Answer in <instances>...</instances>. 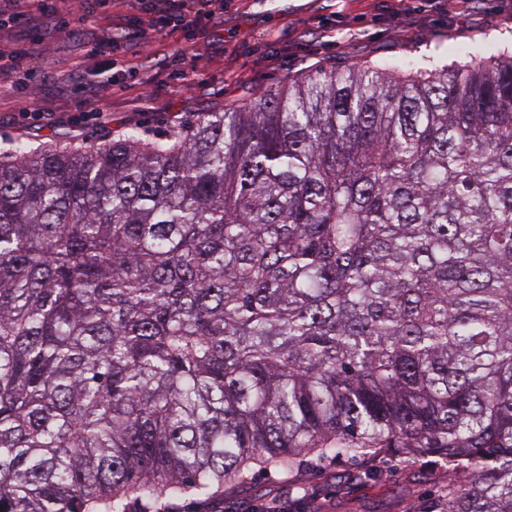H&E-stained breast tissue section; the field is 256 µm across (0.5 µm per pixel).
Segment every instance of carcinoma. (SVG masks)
Here are the masks:
<instances>
[{
  "label": "carcinoma",
  "mask_w": 512,
  "mask_h": 512,
  "mask_svg": "<svg viewBox=\"0 0 512 512\" xmlns=\"http://www.w3.org/2000/svg\"><path fill=\"white\" fill-rule=\"evenodd\" d=\"M386 455L512 512V51L0 160V512Z\"/></svg>",
  "instance_id": "obj_1"
}]
</instances>
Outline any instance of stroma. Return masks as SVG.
Segmentation results:
<instances>
[{
    "instance_id": "stroma-1",
    "label": "stroma",
    "mask_w": 512,
    "mask_h": 512,
    "mask_svg": "<svg viewBox=\"0 0 512 512\" xmlns=\"http://www.w3.org/2000/svg\"><path fill=\"white\" fill-rule=\"evenodd\" d=\"M201 15L194 57L174 67L182 45L169 32L143 42L140 0H110L94 18L77 0H63L64 21L39 15L0 27V43L26 42L43 62L34 89L38 118L16 94L19 76L0 72V156L16 140L30 147L66 142L88 146L119 138L128 126L161 137L192 124L199 113L246 103L256 92L322 65L396 57L424 69L465 62L489 48L512 46V0H223ZM129 35L127 54L90 57L91 43L108 41L115 27ZM438 462L408 466L403 458L344 461L308 459L297 474L255 472L247 484L210 502L186 497L175 512H222L225 502L268 501L292 493L294 512H433L443 483Z\"/></svg>"
}]
</instances>
